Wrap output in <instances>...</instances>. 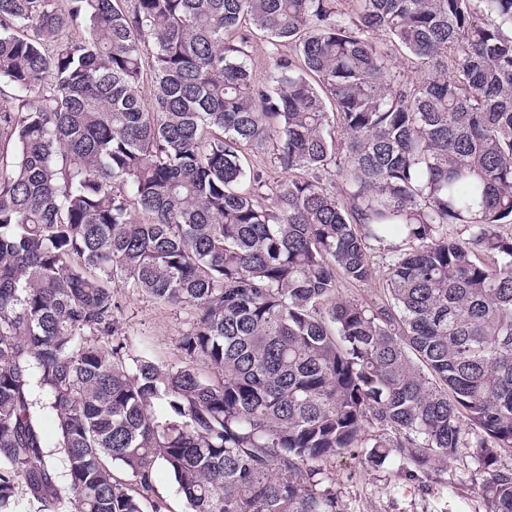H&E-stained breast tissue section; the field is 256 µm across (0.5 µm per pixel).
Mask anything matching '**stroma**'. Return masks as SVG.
Returning a JSON list of instances; mask_svg holds the SVG:
<instances>
[{
	"instance_id": "35a3bbf8",
	"label": "stroma",
	"mask_w": 512,
	"mask_h": 512,
	"mask_svg": "<svg viewBox=\"0 0 512 512\" xmlns=\"http://www.w3.org/2000/svg\"><path fill=\"white\" fill-rule=\"evenodd\" d=\"M118 319L133 339L144 341L158 356L173 361L180 356L179 342L192 325V312L185 306H161L126 290ZM320 468L322 485L335 495L340 512L488 510L480 490L481 465L464 451L432 476L409 471L397 457L379 467L368 465L357 448L321 462Z\"/></svg>"
}]
</instances>
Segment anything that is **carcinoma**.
<instances>
[{"label":"carcinoma","mask_w":512,"mask_h":512,"mask_svg":"<svg viewBox=\"0 0 512 512\" xmlns=\"http://www.w3.org/2000/svg\"><path fill=\"white\" fill-rule=\"evenodd\" d=\"M0 98V512H144L158 462L188 512H339L348 448H471L512 512V0H0ZM126 289L191 307L179 359ZM278 49V50H277ZM251 55L255 61L257 74H260L264 68L270 66L273 61L281 54L288 53L287 45H279L277 48L265 39H257L250 48ZM370 260L373 262L374 267L377 268L376 276L373 280L366 283H343L340 285L339 291L343 298L356 300L362 303L371 304L372 302H380L385 299V281L383 271L385 270V261L387 258L385 253L381 250H370ZM386 258V259H385Z\"/></svg>","instance_id":"1"}]
</instances>
